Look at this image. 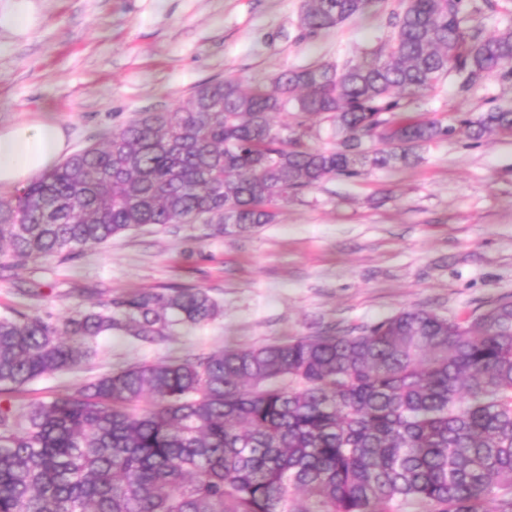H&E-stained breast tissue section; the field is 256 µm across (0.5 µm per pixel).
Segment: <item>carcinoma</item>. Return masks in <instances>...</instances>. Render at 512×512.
I'll use <instances>...</instances> for the list:
<instances>
[{
  "label": "carcinoma",
  "instance_id": "carcinoma-1",
  "mask_svg": "<svg viewBox=\"0 0 512 512\" xmlns=\"http://www.w3.org/2000/svg\"><path fill=\"white\" fill-rule=\"evenodd\" d=\"M499 0H401L387 42L268 84L227 77L143 112L0 197V258L70 260L144 225L252 232L320 182L408 165L461 136L512 137V108L405 115L446 77L512 82ZM379 0H304L316 36ZM293 115L276 128L272 115ZM318 118L335 142L311 148ZM203 289L101 300L56 321L0 314V396L118 332L162 341L215 319ZM512 512V297L444 318L407 308L355 330L141 363L49 400L0 403V512Z\"/></svg>",
  "mask_w": 512,
  "mask_h": 512
}]
</instances>
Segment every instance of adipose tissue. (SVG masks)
<instances>
[{
	"mask_svg": "<svg viewBox=\"0 0 512 512\" xmlns=\"http://www.w3.org/2000/svg\"><path fill=\"white\" fill-rule=\"evenodd\" d=\"M67 148L64 127L48 117L0 128V187L18 186L45 172Z\"/></svg>",
	"mask_w": 512,
	"mask_h": 512,
	"instance_id": "1",
	"label": "adipose tissue"
}]
</instances>
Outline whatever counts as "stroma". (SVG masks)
Instances as JSON below:
<instances>
[{"label": "stroma", "instance_id": "stroma-1", "mask_svg": "<svg viewBox=\"0 0 512 512\" xmlns=\"http://www.w3.org/2000/svg\"><path fill=\"white\" fill-rule=\"evenodd\" d=\"M38 23L0 35V127L52 117L70 151L99 142L138 112L187 100L227 77L339 63L384 43L373 13L302 36L303 0H35ZM512 106V84L486 81L459 101L453 81L411 104L450 121L456 109ZM417 164L323 181L278 207L255 232L202 222L147 226L77 258L0 267V312L58 319L143 288H202L222 315L145 343L93 340L79 369L12 395L47 400L135 363L186 359L352 328L418 306L452 317L512 296V138L453 136Z\"/></svg>", "mask_w": 512, "mask_h": 512}]
</instances>
